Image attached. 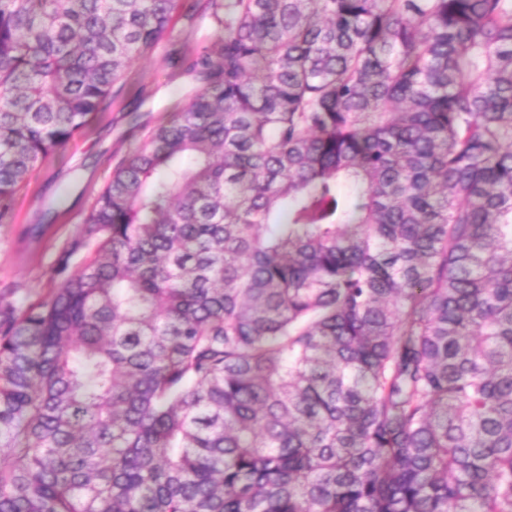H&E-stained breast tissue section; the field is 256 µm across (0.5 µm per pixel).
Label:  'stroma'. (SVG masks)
<instances>
[{
    "instance_id": "35a3bbf8",
    "label": "stroma",
    "mask_w": 512,
    "mask_h": 512,
    "mask_svg": "<svg viewBox=\"0 0 512 512\" xmlns=\"http://www.w3.org/2000/svg\"><path fill=\"white\" fill-rule=\"evenodd\" d=\"M217 32L206 12L176 18L170 35L125 75V92L102 118L31 175L0 222V290L23 285L14 301L23 305L59 287L63 243L85 224L95 194L117 160L138 143L145 130L166 122L182 100L183 68Z\"/></svg>"
}]
</instances>
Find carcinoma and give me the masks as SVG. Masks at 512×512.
I'll return each instance as SVG.
<instances>
[{
  "mask_svg": "<svg viewBox=\"0 0 512 512\" xmlns=\"http://www.w3.org/2000/svg\"><path fill=\"white\" fill-rule=\"evenodd\" d=\"M191 91L24 306L0 512H512V0H206ZM184 0H0V221Z\"/></svg>",
  "mask_w": 512,
  "mask_h": 512,
  "instance_id": "obj_1",
  "label": "carcinoma"
}]
</instances>
